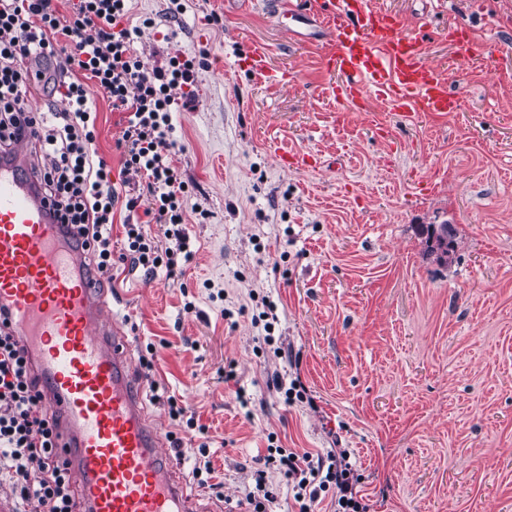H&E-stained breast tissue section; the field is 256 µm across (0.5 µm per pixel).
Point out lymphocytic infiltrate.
<instances>
[{"label":"lymphocytic infiltrate","mask_w":512,"mask_h":512,"mask_svg":"<svg viewBox=\"0 0 512 512\" xmlns=\"http://www.w3.org/2000/svg\"><path fill=\"white\" fill-rule=\"evenodd\" d=\"M130 0H73L60 18L55 0H0V152L23 139L38 148L33 169L41 191L60 223L74 227L93 271L112 270V220L118 193L112 170L97 158L95 118L84 84L68 80L83 71L95 80L115 109L127 112L121 145L124 171L139 175L142 196L128 197L127 211L144 207L162 234L155 237L141 222L125 224V256L144 274L165 268L183 271L193 257L184 222L185 183L173 161L172 94L195 83V61L170 58L167 65L144 62L134 51L141 27L125 25ZM71 43L63 54L62 43ZM59 58L54 76L36 69L34 60ZM43 86L64 98L65 111L31 112L25 98ZM60 423L45 406L28 352L0 312V479L7 481L16 512H80L75 480L57 452ZM347 449L300 454L269 450L252 478L255 486L242 500L247 512H269L275 502L269 476L281 472L292 481L299 512H315L322 493L335 491L336 512H369L355 491L360 477Z\"/></svg>","instance_id":"f902f5d3"}]
</instances>
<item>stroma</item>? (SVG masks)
Here are the masks:
<instances>
[{"label": "stroma", "instance_id": "35a3bbf8", "mask_svg": "<svg viewBox=\"0 0 512 512\" xmlns=\"http://www.w3.org/2000/svg\"><path fill=\"white\" fill-rule=\"evenodd\" d=\"M407 29L426 26L457 112L403 118L381 98L365 110L329 99L321 44L330 29L292 32L268 0H132L153 27L135 44L148 63L201 64L175 116V161L189 185L183 274L114 268L108 301L134 356L161 438L175 397L208 430L220 490L201 503L236 512L270 443L345 448L370 512H512V0H372ZM495 45L455 58L450 31ZM174 39H167V32ZM267 47L285 85L239 61ZM95 148L118 171L125 112L96 86ZM312 163L287 168L272 140ZM448 223V263L422 228ZM275 349L259 350L263 300ZM193 311H186V304ZM300 377L312 404H285L275 379Z\"/></svg>", "mask_w": 512, "mask_h": 512}]
</instances>
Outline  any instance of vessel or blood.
Instances as JSON below:
<instances>
[{"instance_id":"1","label":"vessel or blood","mask_w":512,"mask_h":512,"mask_svg":"<svg viewBox=\"0 0 512 512\" xmlns=\"http://www.w3.org/2000/svg\"><path fill=\"white\" fill-rule=\"evenodd\" d=\"M312 13L334 22L323 64L337 74L326 92L364 108L383 99L403 118L454 112L459 97L425 59L423 38L370 0H314ZM270 85L266 47L242 60ZM30 148L0 156V309L28 348L51 411L61 416L60 448L77 475L86 512H203L176 475L131 380L128 338L84 272L82 247L69 243L43 194L26 174Z\"/></svg>"}]
</instances>
